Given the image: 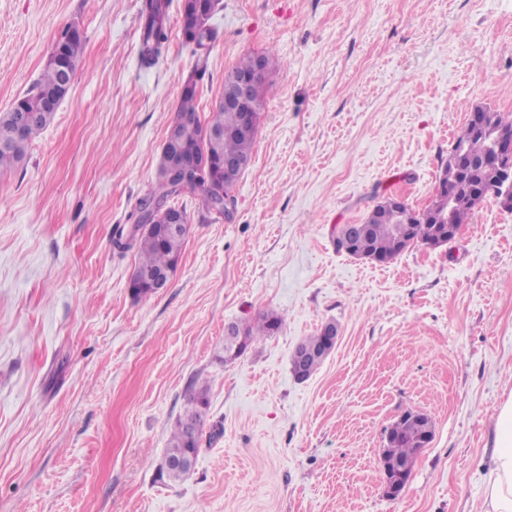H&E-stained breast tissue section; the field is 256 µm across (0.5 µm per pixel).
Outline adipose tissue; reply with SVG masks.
<instances>
[{
	"mask_svg": "<svg viewBox=\"0 0 512 512\" xmlns=\"http://www.w3.org/2000/svg\"><path fill=\"white\" fill-rule=\"evenodd\" d=\"M494 454L485 475L486 512H512V394L498 407Z\"/></svg>",
	"mask_w": 512,
	"mask_h": 512,
	"instance_id": "adipose-tissue-1",
	"label": "adipose tissue"
}]
</instances>
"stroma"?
Masks as SVG:
<instances>
[{
    "label": "stroma",
    "instance_id": "obj_1",
    "mask_svg": "<svg viewBox=\"0 0 512 512\" xmlns=\"http://www.w3.org/2000/svg\"><path fill=\"white\" fill-rule=\"evenodd\" d=\"M139 61L140 0H0V112L76 24L82 61L23 167L0 174V512H482L494 419L512 391V213L487 199L456 238L378 264L336 230L383 197L426 206L470 110L512 112V0H223L208 115L240 57L278 61L226 221L186 201L177 271L129 288L139 218L193 65ZM285 319L225 364L224 331ZM306 381L290 355L325 322ZM210 407L194 467L161 477L193 379ZM429 415L397 497L386 429ZM413 466L414 462H385L382 459L383 490L386 495L393 497L397 494L398 477L410 474Z\"/></svg>",
    "mask_w": 512,
    "mask_h": 512
}]
</instances>
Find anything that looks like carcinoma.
<instances>
[{"mask_svg":"<svg viewBox=\"0 0 512 512\" xmlns=\"http://www.w3.org/2000/svg\"><path fill=\"white\" fill-rule=\"evenodd\" d=\"M168 0H141L140 7V63L144 67L155 66L165 55L169 42ZM197 11V2L183 3L180 16L182 43L190 49L194 58L191 73L182 83L180 104L173 124L181 132L180 151L189 163L202 158L210 159V167L201 172L192 186L206 195L219 188L224 195L232 194L234 179H224V158L232 157L252 161L257 132L241 130L243 113L223 106H214L208 118H199L198 86L209 75L210 55L216 33L207 27L199 36L191 31V18ZM56 42L68 50L69 68L45 67L41 77L24 96L13 103L9 111L0 114V173L14 170L21 164L28 148L38 134L53 120L54 113L44 109L47 95L64 84H70L83 56V36L78 26L70 25L58 35ZM254 68V55L240 59L227 73L224 83L234 77L250 75ZM185 115L197 117V122L183 123ZM212 124L224 131V138L212 143L204 140L203 126ZM499 129L512 130V113L497 112L487 106L474 107L456 137L463 151L448 161L437 177L438 190L453 201L451 210H415L405 203L384 208L377 205L366 216L363 225L367 230L368 259L388 263L414 245L436 248L448 243V236L456 235L460 227L473 217L483 201L492 196L499 198L502 188L493 178L494 173L512 157L497 154L490 149V134ZM179 196L173 181L161 176L156 185L140 199L139 210L149 206L161 207ZM126 227L116 225L113 245L121 250L135 248L137 260L134 269L143 274L168 275L173 279L181 258L185 239L161 236L156 231L141 235L130 244L125 240ZM129 288L135 298L149 299L156 294L153 284L130 279ZM283 326V317L267 311L252 323L235 324L236 331L244 337V346L261 337L273 336ZM183 420L195 424L193 435L186 433L183 424L175 423L170 433L166 452L197 456L202 428L209 408V385L194 381L184 395ZM414 425L401 420L388 433L385 455L392 459H406L415 451Z\"/></svg>","mask_w":512,"mask_h":512,"instance_id":"obj_1","label":"carcinoma"}]
</instances>
